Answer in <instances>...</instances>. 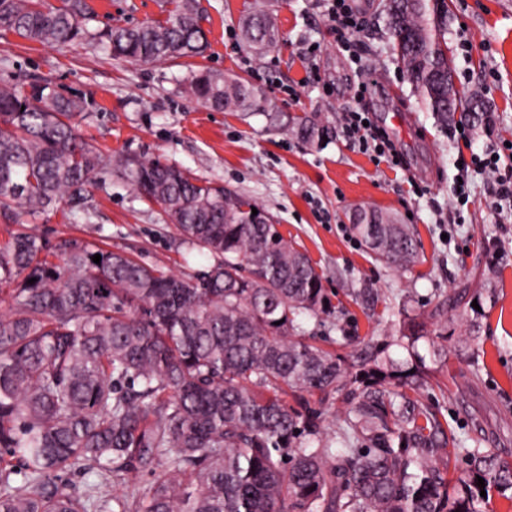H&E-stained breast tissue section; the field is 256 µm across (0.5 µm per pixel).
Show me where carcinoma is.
<instances>
[{
  "label": "carcinoma",
  "instance_id": "cac0c4a2",
  "mask_svg": "<svg viewBox=\"0 0 512 512\" xmlns=\"http://www.w3.org/2000/svg\"><path fill=\"white\" fill-rule=\"evenodd\" d=\"M386 11L395 60L427 108L490 130L489 102L453 84L448 0H387ZM163 12L101 40L129 62L202 55V0H163ZM91 14L87 0H0V29L65 46L89 38ZM239 27L257 60L279 41L265 0ZM183 89L216 110L281 121L277 102L241 77L201 68ZM85 111L47 84L0 85L1 209L44 214L80 199L104 162L79 130ZM288 130L308 144L331 133L307 116ZM112 164L213 263L175 275L73 239L55 263L30 232L0 248V282L21 279L0 317V512H485L495 495L512 499V459L465 447L407 393L423 357L412 374L372 336L336 337L341 349L357 344L342 355L300 334L299 316L329 312L322 277L277 224L251 221L254 208L272 219L260 205L158 159ZM362 214L353 227L375 260L415 262L406 225ZM389 315L403 327L396 342L415 348L423 324L404 306ZM289 391L343 400L335 439L288 406ZM450 458L465 464L453 480ZM74 470L98 480L58 484Z\"/></svg>",
  "mask_w": 512,
  "mask_h": 512
}]
</instances>
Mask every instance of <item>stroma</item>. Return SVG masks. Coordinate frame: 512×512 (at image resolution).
<instances>
[{"label":"stroma","instance_id":"obj_1","mask_svg":"<svg viewBox=\"0 0 512 512\" xmlns=\"http://www.w3.org/2000/svg\"><path fill=\"white\" fill-rule=\"evenodd\" d=\"M91 32L162 19L158 0H88ZM250 0H203L210 45L203 55L166 63L113 59L95 42L60 48L0 31V83L46 81L65 95L85 98L80 129L106 163L80 204L50 214L0 213V245L19 230L49 245L78 239L132 255L140 263L181 275L206 264L190 249L158 204L141 198L113 173V157L157 158L192 177L251 198L275 219L289 244L306 253L331 292L334 314L304 318L307 335L344 331L395 345L399 333L388 306L410 298L429 337L445 335V361L429 363L415 395L438 411L446 432L460 440L496 438L512 453V213L501 211L493 184L480 171L462 173L460 160L512 143V0H453L446 36L458 90L491 103L489 133L460 140L456 124L441 123L414 94L397 65L385 28V0H352L363 28L343 50L323 18L318 0H275L280 39L262 60L243 43L237 21ZM209 67L241 76L277 101L284 115L309 116L329 126L330 141L311 146L263 117L210 109L183 94L181 80ZM374 81L359 93L360 68ZM370 112L397 141L400 165L360 152L344 138L341 114ZM467 177L469 202L453 207L459 177ZM394 214L420 242L409 268L375 261L355 234L357 210ZM91 220H83V213ZM376 289L377 303L357 291ZM495 297L473 308L478 289ZM447 302L449 323L431 311ZM478 341L462 347L471 323Z\"/></svg>","mask_w":512,"mask_h":512}]
</instances>
